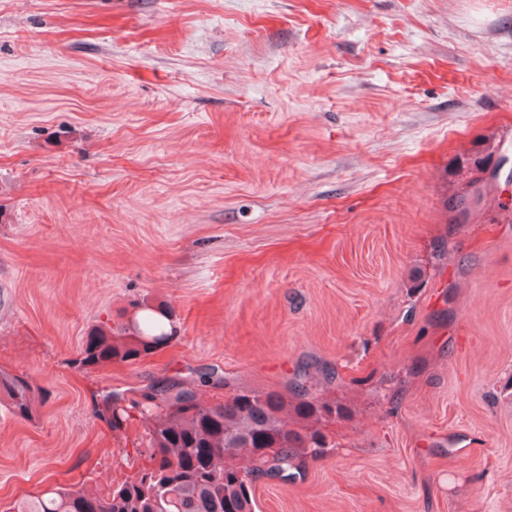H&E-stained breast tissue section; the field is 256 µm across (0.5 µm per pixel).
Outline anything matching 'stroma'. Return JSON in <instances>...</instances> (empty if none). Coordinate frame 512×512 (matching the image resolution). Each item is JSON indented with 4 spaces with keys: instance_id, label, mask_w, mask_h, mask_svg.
I'll return each instance as SVG.
<instances>
[{
    "instance_id": "stroma-1",
    "label": "stroma",
    "mask_w": 512,
    "mask_h": 512,
    "mask_svg": "<svg viewBox=\"0 0 512 512\" xmlns=\"http://www.w3.org/2000/svg\"><path fill=\"white\" fill-rule=\"evenodd\" d=\"M509 131L512 0H0V512L132 475L101 398L169 380L335 405L256 512H512ZM141 312L146 314L116 329L95 328L82 347L79 367L135 362L168 347L176 337L171 309L144 306ZM38 391L26 377L0 371V398L6 401L9 412L23 420L33 417V405Z\"/></svg>"
}]
</instances>
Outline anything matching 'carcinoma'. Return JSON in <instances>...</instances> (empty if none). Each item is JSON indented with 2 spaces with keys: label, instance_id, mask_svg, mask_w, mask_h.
<instances>
[{
  "label": "carcinoma",
  "instance_id": "obj_1",
  "mask_svg": "<svg viewBox=\"0 0 512 512\" xmlns=\"http://www.w3.org/2000/svg\"><path fill=\"white\" fill-rule=\"evenodd\" d=\"M143 311L116 329H94L79 367L135 362L168 347L175 338L171 309L160 305ZM37 391L28 378L0 371V398L13 416L33 417ZM102 403L100 416L112 430L132 421L141 424L147 463L105 493L48 488L13 502L6 512H254L247 475L225 459L245 455L287 477L297 459L317 457L330 447L320 422L336 413L328 402L303 397L292 402L279 392L246 389L203 407L196 389L181 384L151 388L139 399L108 393ZM290 410L299 418L296 429L283 420Z\"/></svg>",
  "mask_w": 512,
  "mask_h": 512
}]
</instances>
